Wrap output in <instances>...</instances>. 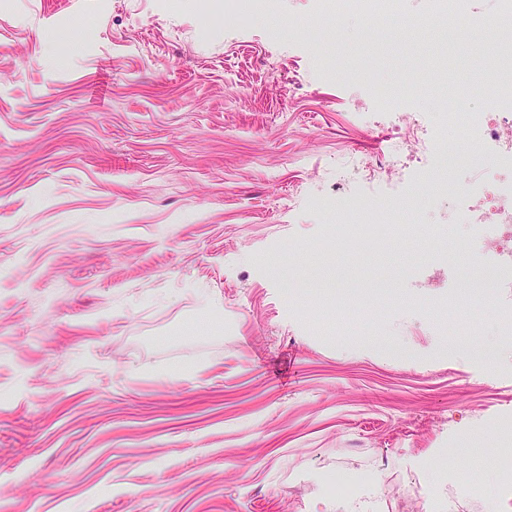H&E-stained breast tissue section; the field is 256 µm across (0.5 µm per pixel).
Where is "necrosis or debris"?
<instances>
[{
    "label": "necrosis or debris",
    "instance_id": "necrosis-or-debris-1",
    "mask_svg": "<svg viewBox=\"0 0 512 512\" xmlns=\"http://www.w3.org/2000/svg\"><path fill=\"white\" fill-rule=\"evenodd\" d=\"M316 15L329 25L351 17L371 23L388 19L404 31L426 25L457 35L494 31L500 39H512V0H496L491 13L480 8L479 0H424L423 10L412 16L403 12L400 0H316ZM499 61L504 93L490 109L472 111L465 95L448 115L456 143L469 142L489 151L491 165L478 179L449 190L445 219L461 229L459 245L471 250L474 263H483L481 243L489 239L499 249L502 266L512 271V53L500 55ZM377 118L396 128L407 126L408 133L388 138L377 160L354 157L346 162L348 182L357 187V194H330L318 203L319 213L343 230L350 228L356 212L374 208L372 199L361 194V186L393 183L409 170L429 165L432 123L427 113L389 111Z\"/></svg>",
    "mask_w": 512,
    "mask_h": 512
}]
</instances>
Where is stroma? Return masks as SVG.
<instances>
[{
	"mask_svg": "<svg viewBox=\"0 0 512 512\" xmlns=\"http://www.w3.org/2000/svg\"><path fill=\"white\" fill-rule=\"evenodd\" d=\"M486 39L0 0V512H512V288L426 287L450 224L344 245L313 205L389 134L351 95L447 148Z\"/></svg>",
	"mask_w": 512,
	"mask_h": 512,
	"instance_id": "1",
	"label": "stroma"
}]
</instances>
